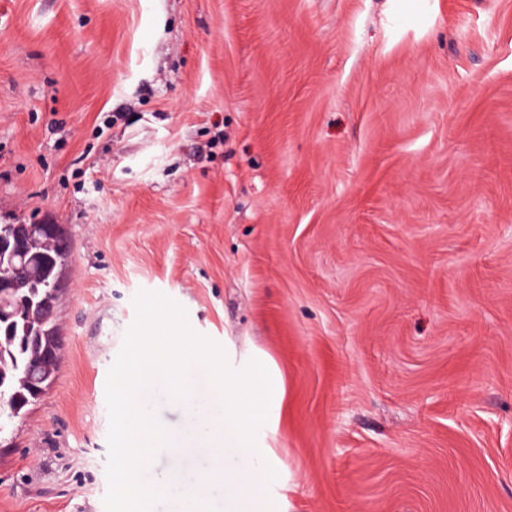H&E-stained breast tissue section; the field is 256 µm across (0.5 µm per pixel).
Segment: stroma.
Wrapping results in <instances>:
<instances>
[{
    "label": "stroma",
    "instance_id": "stroma-1",
    "mask_svg": "<svg viewBox=\"0 0 512 512\" xmlns=\"http://www.w3.org/2000/svg\"><path fill=\"white\" fill-rule=\"evenodd\" d=\"M70 256L0 512H106L139 291L283 382L276 512H512V0H0V224ZM146 399L224 512L219 406Z\"/></svg>",
    "mask_w": 512,
    "mask_h": 512
}]
</instances>
